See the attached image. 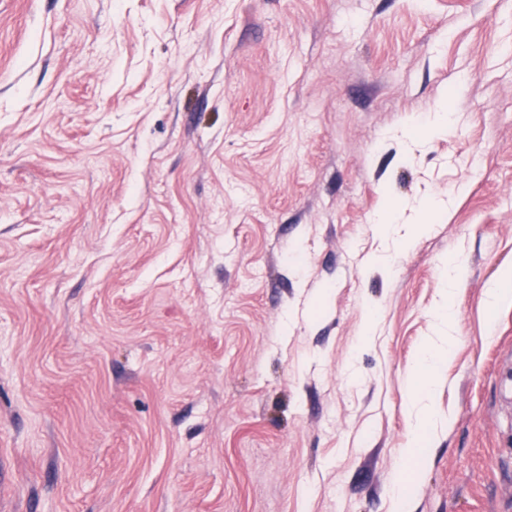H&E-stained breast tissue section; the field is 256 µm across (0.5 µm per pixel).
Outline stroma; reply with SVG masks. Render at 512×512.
Listing matches in <instances>:
<instances>
[{
	"instance_id": "1",
	"label": "stroma",
	"mask_w": 512,
	"mask_h": 512,
	"mask_svg": "<svg viewBox=\"0 0 512 512\" xmlns=\"http://www.w3.org/2000/svg\"><path fill=\"white\" fill-rule=\"evenodd\" d=\"M511 385L512 0H0V512H512Z\"/></svg>"
}]
</instances>
